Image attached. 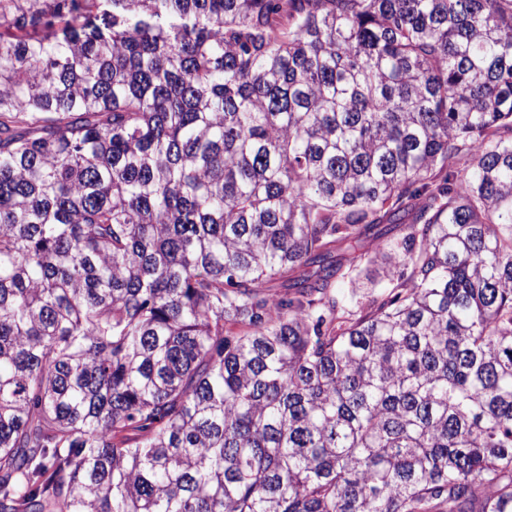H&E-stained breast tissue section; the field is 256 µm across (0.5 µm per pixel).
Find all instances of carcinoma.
<instances>
[{"label":"carcinoma","instance_id":"1","mask_svg":"<svg viewBox=\"0 0 512 512\" xmlns=\"http://www.w3.org/2000/svg\"><path fill=\"white\" fill-rule=\"evenodd\" d=\"M507 130L512 0H0V512H512Z\"/></svg>","mask_w":512,"mask_h":512}]
</instances>
